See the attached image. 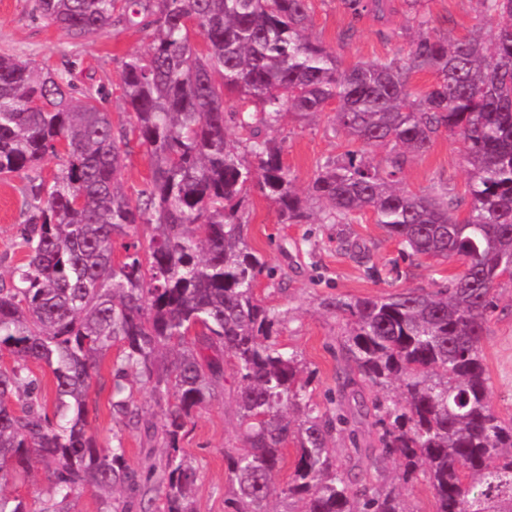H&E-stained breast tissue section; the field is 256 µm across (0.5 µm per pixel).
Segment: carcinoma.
<instances>
[{
  "label": "carcinoma",
  "instance_id": "carcinoma-1",
  "mask_svg": "<svg viewBox=\"0 0 512 512\" xmlns=\"http://www.w3.org/2000/svg\"><path fill=\"white\" fill-rule=\"evenodd\" d=\"M308 2L33 0L72 39L112 25L144 33L145 53L121 65L128 123L117 126L103 89L77 87L70 66L0 54V178L62 158L51 179L29 180L28 260L0 277V351L13 358L0 367V483L41 466L50 487L36 508L0 490V512H74L84 486L101 491L100 512H150L156 500L157 512H195L197 472L180 440L194 413L224 395L228 355L243 429V450L227 457L233 512H269L290 441L297 462L282 493L301 503L295 512H409L379 483L393 455L422 468L435 512H512V419L490 402L482 354L512 264V0H478L489 39L437 35L423 0H403L416 28L408 55L349 67L309 35ZM341 2L355 20L389 23L394 13V0ZM418 72L436 75L420 93L410 83ZM290 112H331L358 144L321 166L303 195L280 146L261 136ZM442 134L464 145L467 206L402 186L409 159ZM133 140L152 166L135 200L119 181ZM254 187L283 224L308 223L311 203L325 204L321 224L369 211L404 257L468 259L446 287L324 301L347 322L342 388H400L397 400L357 401L377 429L361 478L330 446L340 405L313 402L297 356L274 338L280 312L257 297L272 270L247 240ZM115 345L112 417L161 440L165 454L148 466L129 464L122 438L104 448L88 429L97 360ZM31 361L54 377L51 414ZM130 376L161 404L157 421L143 419Z\"/></svg>",
  "mask_w": 512,
  "mask_h": 512
}]
</instances>
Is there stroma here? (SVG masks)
<instances>
[{
	"label": "stroma",
	"mask_w": 512,
	"mask_h": 512,
	"mask_svg": "<svg viewBox=\"0 0 512 512\" xmlns=\"http://www.w3.org/2000/svg\"><path fill=\"white\" fill-rule=\"evenodd\" d=\"M426 12L438 34L454 38L492 34L477 0H427ZM406 22L400 13L393 14L387 25L369 17L355 22L339 0H310V34L335 50L347 66L405 57L409 39L392 35L388 28ZM146 48L142 33L121 26L76 42L36 17L32 0H0V53L53 68L68 61L75 63L76 83L102 85L107 93L106 108L115 117L124 111L119 89L121 64L127 56ZM270 136L281 144L283 166L300 190L307 187L320 166L347 148L345 136L337 133L324 115L306 120L286 115ZM466 182L462 146L445 135L425 153L410 159L402 173L403 185L417 194L446 190L460 197ZM27 184L24 175L0 180V273L5 275L26 258L19 231L28 217L23 204ZM244 209L251 247L276 270L274 277H260L257 286L262 301L284 315L276 340L297 355L315 402L323 404L331 395L342 394L344 408L351 414L350 424L336 433L332 446L339 465L361 474L365 454L373 446L374 430L354 414L351 394L340 391L346 321L341 314L321 308L320 302L336 296L379 297L396 288H437L447 284L461 267L455 261L402 257L398 243L368 214L351 224H284L275 205L256 188L248 194ZM341 237L368 248L369 263L358 262L339 250L337 240ZM394 264L401 271L396 281L388 274ZM496 296L497 307L490 316L482 349L490 401L512 417V281L501 282ZM117 356V351H110L99 364L103 385L90 391L89 429L105 447L111 445L113 436H122L129 463L143 466L161 459L164 450L149 446L139 434L124 430L113 420L105 385L111 380ZM224 378L223 397L195 414L181 442L198 473L193 495L196 512H231L226 457L240 451L241 437L233 402L238 380L230 371Z\"/></svg>",
	"instance_id": "stroma-1"
}]
</instances>
